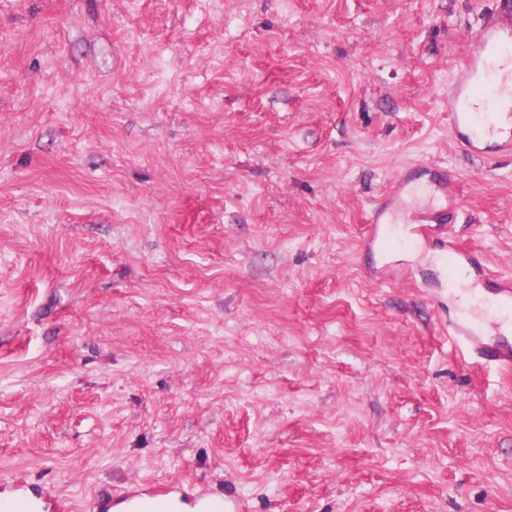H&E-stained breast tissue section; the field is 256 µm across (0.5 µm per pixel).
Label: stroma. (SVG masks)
<instances>
[{"instance_id":"obj_1","label":"stroma","mask_w":512,"mask_h":512,"mask_svg":"<svg viewBox=\"0 0 512 512\" xmlns=\"http://www.w3.org/2000/svg\"><path fill=\"white\" fill-rule=\"evenodd\" d=\"M499 0H0V496L512 512V367L448 339L404 167L512 279V154L448 131ZM418 190L412 178V168L401 170L398 179L387 196L382 198L373 208L369 219L367 244L374 245L384 237L383 225L393 224L392 215L397 205ZM156 492H164L161 494H155L153 492H144L139 495L128 496L126 500H131L136 497L143 498L142 496H152V497H163L166 498L170 495H179L180 497H184L188 500L190 506H196L200 503L207 504L204 499V496L199 493H195L191 488L185 486L183 483H174L166 488L162 487Z\"/></svg>"}]
</instances>
